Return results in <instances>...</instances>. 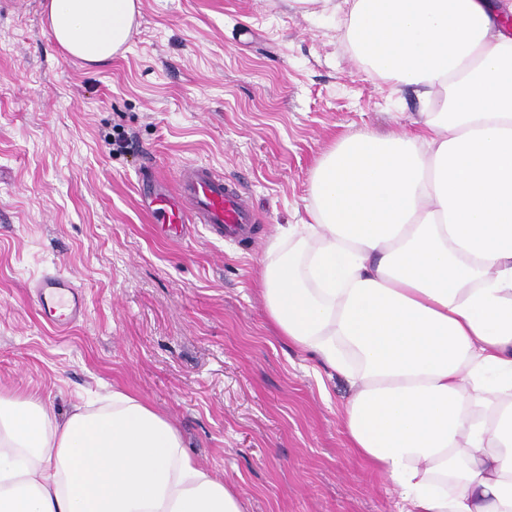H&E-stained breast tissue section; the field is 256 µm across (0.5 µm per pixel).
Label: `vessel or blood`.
Instances as JSON below:
<instances>
[{
    "label": "vessel or blood",
    "instance_id": "obj_1",
    "mask_svg": "<svg viewBox=\"0 0 512 512\" xmlns=\"http://www.w3.org/2000/svg\"><path fill=\"white\" fill-rule=\"evenodd\" d=\"M142 207L163 235L185 238L191 225H204L214 238H242L257 220L241 186L207 164L183 166L173 182L154 178L139 187ZM30 287L38 313L60 329L86 315L81 286L58 269L33 279Z\"/></svg>",
    "mask_w": 512,
    "mask_h": 512
}]
</instances>
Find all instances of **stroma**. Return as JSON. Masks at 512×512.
Returning <instances> with one entry per match:
<instances>
[{
  "label": "stroma",
  "mask_w": 512,
  "mask_h": 512,
  "mask_svg": "<svg viewBox=\"0 0 512 512\" xmlns=\"http://www.w3.org/2000/svg\"><path fill=\"white\" fill-rule=\"evenodd\" d=\"M0 8V389L57 414L140 397L245 512H398L349 448L346 378L268 329L255 277L278 225L307 219L312 173L343 134L411 130L408 89L368 77L332 0H141L127 50L67 55L45 0ZM132 148L114 150L118 133ZM203 162L239 182L254 243L175 241L141 209L144 166ZM58 267L88 314L60 331L28 285Z\"/></svg>",
  "instance_id": "obj_1"
}]
</instances>
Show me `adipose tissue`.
Returning a JSON list of instances; mask_svg holds the SVG:
<instances>
[{"mask_svg": "<svg viewBox=\"0 0 512 512\" xmlns=\"http://www.w3.org/2000/svg\"><path fill=\"white\" fill-rule=\"evenodd\" d=\"M140 0H48L57 43L122 52ZM363 72L429 100L405 134L319 160L309 221L257 274L278 336L354 389L349 446L399 512H512V0H340ZM0 512H244L119 390L60 416L0 391Z\"/></svg>", "mask_w": 512, "mask_h": 512, "instance_id": "ef3b65f1", "label": "adipose tissue"}]
</instances>
